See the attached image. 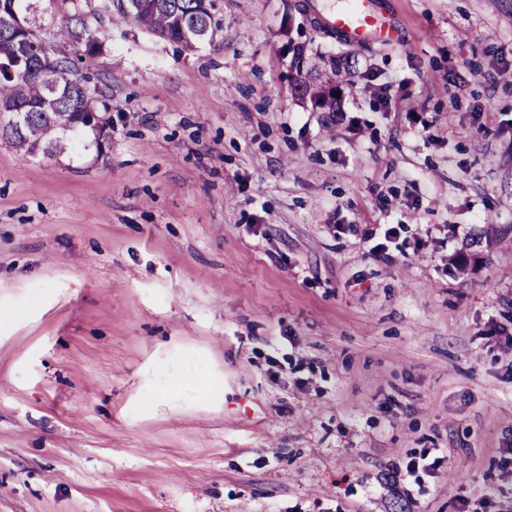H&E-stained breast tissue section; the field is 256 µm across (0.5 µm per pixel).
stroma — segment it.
Returning a JSON list of instances; mask_svg holds the SVG:
<instances>
[{
	"instance_id": "1",
	"label": "stroma",
	"mask_w": 512,
	"mask_h": 512,
	"mask_svg": "<svg viewBox=\"0 0 512 512\" xmlns=\"http://www.w3.org/2000/svg\"><path fill=\"white\" fill-rule=\"evenodd\" d=\"M343 3L222 0L192 50L113 26L109 147L0 138V512L512 497V0H386L404 43L355 50L324 26ZM299 47L354 53L342 123ZM313 72H315V71H313L312 68L307 69L304 74V77H301L300 82H302L301 85L303 88H305L306 92L309 91V93H311V100H313L316 108L321 110V112H335V113L340 112L339 104L336 107V98L334 100L328 99L326 97V92H325L324 87H321V90L317 91L315 93L317 85L332 84V83L336 82L335 78L327 77L326 79L321 80L320 75L319 74L314 75ZM310 82L313 83L312 86H311ZM311 89L313 91H311ZM340 113L341 114L338 117V121H342L344 118V115L342 114L343 112H340ZM397 235V227L393 224H378L377 227L372 229L366 237L368 241L376 238L380 240V242H377L370 247V253L376 258H387L388 245L386 243H392Z\"/></svg>"
}]
</instances>
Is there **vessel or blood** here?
<instances>
[{"instance_id": "b4317fda", "label": "vessel or blood", "mask_w": 512, "mask_h": 512, "mask_svg": "<svg viewBox=\"0 0 512 512\" xmlns=\"http://www.w3.org/2000/svg\"><path fill=\"white\" fill-rule=\"evenodd\" d=\"M327 24L357 47L373 42L398 45L404 40L403 25L385 11L381 0H347Z\"/></svg>"}]
</instances>
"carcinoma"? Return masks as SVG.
Wrapping results in <instances>:
<instances>
[{"label":"carcinoma","instance_id":"1","mask_svg":"<svg viewBox=\"0 0 512 512\" xmlns=\"http://www.w3.org/2000/svg\"><path fill=\"white\" fill-rule=\"evenodd\" d=\"M83 0H56L53 8L55 31L47 39L29 30L35 0H0V112L8 115L0 125V136L20 150L52 155L62 151L65 136L75 130L90 132L96 148H103L112 127L89 120L92 112L108 111L105 95L90 73L74 80L82 64L101 52L111 31L104 24L90 28L82 14ZM109 0L108 21H131L169 42L188 49L210 41L221 26L217 0ZM55 48L52 63H46L47 46ZM305 56L297 50L294 64L304 73L302 87L311 92L316 108L338 112L336 101L325 90L311 86L332 84L304 69Z\"/></svg>","mask_w":512,"mask_h":512}]
</instances>
